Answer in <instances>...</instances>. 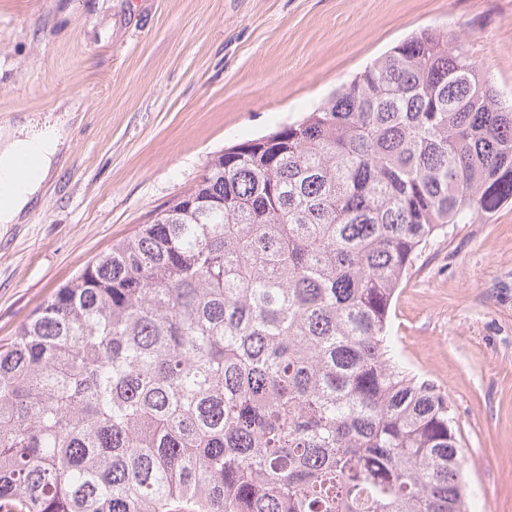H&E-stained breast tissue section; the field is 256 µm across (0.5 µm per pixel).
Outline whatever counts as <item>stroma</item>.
I'll use <instances>...</instances> for the list:
<instances>
[{"instance_id":"35a3bbf8","label":"stroma","mask_w":512,"mask_h":512,"mask_svg":"<svg viewBox=\"0 0 512 512\" xmlns=\"http://www.w3.org/2000/svg\"><path fill=\"white\" fill-rule=\"evenodd\" d=\"M426 28L469 35L512 100V0H0V126L76 108L63 164L0 226V340L215 154ZM390 316L405 365L448 397L469 512H512V202L432 240Z\"/></svg>"}]
</instances>
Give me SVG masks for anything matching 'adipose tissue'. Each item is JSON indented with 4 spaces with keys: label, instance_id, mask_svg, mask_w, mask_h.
<instances>
[{
    "label": "adipose tissue",
    "instance_id": "1",
    "mask_svg": "<svg viewBox=\"0 0 512 512\" xmlns=\"http://www.w3.org/2000/svg\"><path fill=\"white\" fill-rule=\"evenodd\" d=\"M73 118V113L66 111L47 127L28 116L14 124L0 126V224L21 223L36 202L68 148V124ZM31 150L39 157L40 174L21 187H13L15 162L21 154Z\"/></svg>",
    "mask_w": 512,
    "mask_h": 512
}]
</instances>
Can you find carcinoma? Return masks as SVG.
<instances>
[{
    "instance_id": "cac0c4a2",
    "label": "carcinoma",
    "mask_w": 512,
    "mask_h": 512,
    "mask_svg": "<svg viewBox=\"0 0 512 512\" xmlns=\"http://www.w3.org/2000/svg\"><path fill=\"white\" fill-rule=\"evenodd\" d=\"M512 199V105L426 30L214 156L0 344V512H465L390 307Z\"/></svg>"
}]
</instances>
